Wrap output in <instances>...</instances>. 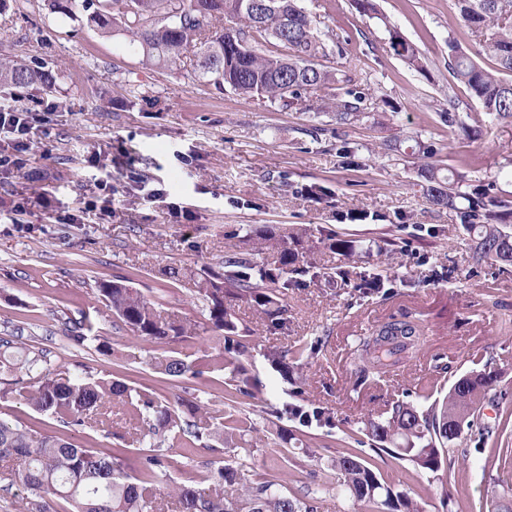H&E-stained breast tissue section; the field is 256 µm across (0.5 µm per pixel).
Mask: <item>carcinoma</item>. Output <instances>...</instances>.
Masks as SVG:
<instances>
[{
  "label": "carcinoma",
  "instance_id": "obj_1",
  "mask_svg": "<svg viewBox=\"0 0 512 512\" xmlns=\"http://www.w3.org/2000/svg\"><path fill=\"white\" fill-rule=\"evenodd\" d=\"M52 13L76 17L87 13V22L99 29L123 25L143 55L158 65L188 59L198 80L228 86L238 93L272 105L318 117L329 114L338 124L365 117L364 89L352 75L325 66L328 45L341 43L332 28L300 6V0H273V9L258 12L254 0H44ZM460 18L471 32L481 36L482 52L495 67L487 69L448 40V70L479 104L475 123L512 122V0H454ZM238 26H223L224 15ZM390 48L409 67L424 71L425 57L412 42L388 22H383ZM45 79L41 66L12 60L0 61V85L27 86ZM338 83L348 85L343 96L333 92ZM412 153L420 159L417 175L429 202L452 210L460 223L478 234L476 262L512 263V235L499 223L508 215V202L497 195L499 179L512 175V159L477 184L440 164L432 144L415 140ZM244 248L224 256V268L201 274L169 267L164 275L174 282L194 280L197 300L205 312L206 331L200 337L190 320L165 318L162 303L116 276L97 282L104 307L121 326L143 341L154 344L202 340L184 357L150 358L153 370L172 378H198L229 371L227 400L260 393L242 363L249 346L239 334L233 305L251 304L259 314L282 320L288 312V288L296 277L309 273L300 264L311 251L302 238L288 232L243 228ZM265 251L277 254L271 265L258 261ZM73 345L83 347L96 340L92 326L77 322L67 328ZM425 336L424 325L411 319H390L360 339V378H381L400 368L416 353ZM289 351L264 349L263 356L282 376H288ZM16 376L0 389L25 401L65 428H96L103 437L126 441L134 431L138 444L137 465L124 448L80 445L66 435L38 432L0 419V461L17 460L7 472L10 484L22 487L18 512H57L64 502L70 512H165L161 485L168 478L167 452L180 448L189 454L197 447L234 444L252 422L227 405L217 417L198 398L173 401L155 397L119 381L72 375L48 367L43 352L19 340L0 337V372ZM497 375L473 370L457 377L448 396L430 401L427 389L415 391L411 401H396L383 423L371 424L370 451L407 462L418 472H443L451 482L448 451L467 434L477 439L476 451L509 421L491 427L483 419ZM122 415L123 427L112 422V410ZM323 472L336 474V484L356 502H381L389 512H423L409 493L382 482L372 465L350 450L330 459ZM204 486L177 485L172 492L178 512H318L319 495L329 491L328 482L314 492L297 497L272 480L257 478L246 485L228 465H217L203 479Z\"/></svg>",
  "mask_w": 512,
  "mask_h": 512
}]
</instances>
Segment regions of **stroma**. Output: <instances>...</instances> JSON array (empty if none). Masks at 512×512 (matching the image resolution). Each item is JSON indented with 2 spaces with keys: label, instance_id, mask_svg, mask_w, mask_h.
<instances>
[{
  "label": "stroma",
  "instance_id": "1",
  "mask_svg": "<svg viewBox=\"0 0 512 512\" xmlns=\"http://www.w3.org/2000/svg\"><path fill=\"white\" fill-rule=\"evenodd\" d=\"M382 13L362 15L354 0H301L307 11L345 36L331 52L334 67L357 59L358 85L368 86L363 121L340 125L331 116L269 107L230 88L198 81L190 64L146 63L122 32L105 33L85 17L49 13L43 0H5L0 5V58L37 61L51 72V85L22 87L20 104L35 108L45 91L59 106L39 112L50 138L36 149L43 179L0 181V207L22 196L49 191L55 206L78 212L82 189L93 179L90 151L127 152L136 173L170 200L196 215L192 223L170 217L160 202L127 201L125 177L113 175L115 214L81 224L35 219L31 231L0 222V337L46 350L54 367L95 378L119 379L170 400L199 397L224 407L226 380L171 379L155 373L153 356L190 353L180 343L136 339L106 316L96 281L127 278L163 314L200 319L191 280L171 283L162 271L185 266L220 267L239 246L240 227L330 228L352 241L356 252L323 246L309 253L313 274L288 291L286 324L266 319L246 303L235 307L239 325L253 345L246 364L262 385L254 398L235 402L254 424L244 448H198L189 457L171 450L170 479L199 483L217 463L237 467L242 482L263 476L302 496L314 490L317 460L350 448H368L371 423L385 420L389 405L427 387L443 398L460 374L484 367L498 373L495 403L484 418L497 425L512 418V264L476 263L475 237L455 212L432 206L417 183L416 157L409 148L384 156L380 144L399 134L434 143L439 159L475 181L512 157V124L476 128L479 105L465 87H451L448 42L477 54L479 40L460 20L453 0H377ZM396 27L427 61L410 67L390 49L385 25ZM455 113L457 125L440 115ZM318 135H311V128ZM354 147L355 164L336 154L337 140ZM317 185L326 194H304ZM366 220H356V213ZM390 278L388 292L363 289L364 280ZM422 319L427 334L419 353L380 380L360 381L354 347L359 337L393 318ZM91 323L108 354L71 344L66 328ZM308 344L287 376L272 370L268 347ZM450 370L439 375L436 359ZM301 387L299 404L327 408L329 423L305 427L288 422L290 440L277 438L271 409ZM453 481L443 488L431 473H418L390 456L375 458L382 478L409 493L423 512H493L504 488L512 487V463L485 465L483 455L455 446ZM294 466L284 467V458ZM450 505H443V498Z\"/></svg>",
  "mask_w": 512,
  "mask_h": 512
}]
</instances>
